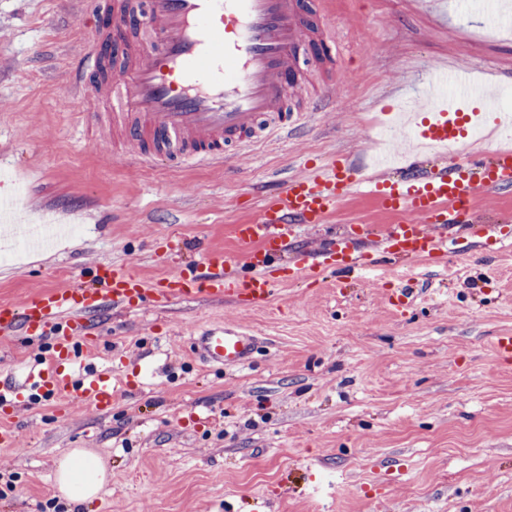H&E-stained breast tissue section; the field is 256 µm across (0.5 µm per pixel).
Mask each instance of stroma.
Instances as JSON below:
<instances>
[{
  "label": "stroma",
  "instance_id": "35a3bbf8",
  "mask_svg": "<svg viewBox=\"0 0 512 512\" xmlns=\"http://www.w3.org/2000/svg\"><path fill=\"white\" fill-rule=\"evenodd\" d=\"M346 49L335 74L310 76L334 102L291 137L261 140L220 166H129L79 102L64 105L80 64L82 0H0V195L22 196L33 221L82 224L0 263V302L93 277L102 262L148 281L210 250L237 257L231 227L253 220L275 180L336 157L369 163L373 118L419 97L426 66H470L512 101V26L457 0H332ZM475 208L503 226L502 251L456 244L445 262H413L384 288L326 271L279 285L263 306L198 298L96 318L89 368L122 374L111 408L58 412L38 394L15 407L21 451H1L0 512H512V365L491 338L512 333V192ZM367 195L330 223L297 229L382 234L393 224ZM423 295L392 313L400 274ZM230 322L258 340L239 371L202 362L187 328ZM38 336L0 339V383L21 384L44 357ZM98 454L109 480L73 504L55 485L61 455Z\"/></svg>",
  "mask_w": 512,
  "mask_h": 512
}]
</instances>
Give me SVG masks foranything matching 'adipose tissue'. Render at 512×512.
I'll use <instances>...</instances> for the list:
<instances>
[{"label":"adipose tissue","mask_w":512,"mask_h":512,"mask_svg":"<svg viewBox=\"0 0 512 512\" xmlns=\"http://www.w3.org/2000/svg\"><path fill=\"white\" fill-rule=\"evenodd\" d=\"M109 479L102 459L89 451L73 448L58 463L55 481L62 497L72 503L95 499Z\"/></svg>","instance_id":"obj_1"}]
</instances>
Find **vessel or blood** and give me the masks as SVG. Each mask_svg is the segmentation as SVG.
Returning a JSON list of instances; mask_svg holds the SVG:
<instances>
[{
  "label": "vessel or blood",
  "mask_w": 512,
  "mask_h": 512,
  "mask_svg": "<svg viewBox=\"0 0 512 512\" xmlns=\"http://www.w3.org/2000/svg\"><path fill=\"white\" fill-rule=\"evenodd\" d=\"M102 5L127 21L115 50L123 78L115 81L105 72L97 51L105 33L94 27L67 95L108 101L114 151L122 155L135 146L137 164L220 163L269 133L295 132L330 103V94L308 99L303 91L308 69H336L338 38L327 22L326 0H86L91 11ZM425 89L428 118L421 134L439 148L463 136L470 102L492 100L465 69H428ZM372 166L375 176L366 177L355 164L331 160L278 183L256 219L233 227L242 265L211 252L148 282L127 266L102 263L94 284L54 287L19 306L1 302V338L37 333L50 339L43 367L28 373L24 389L59 406L77 398L108 409L124 391L123 379L94 374L78 383L71 374L96 334L93 318L106 310L130 312L147 303L164 308L199 296L256 307L275 295L280 280L272 268L283 260L292 279L319 278L328 266L367 279L376 261L359 238L342 234L314 251L293 248L299 225L326 223L362 186L399 217L377 242L385 255L438 260L461 239L482 248L495 244L496 227L478 216L473 198L512 192V152L497 150L487 158L464 151L429 169L413 154L395 181L387 177V158H375ZM190 337L205 363L222 367L246 366L255 344L246 329L230 323L193 329ZM14 405L0 397L2 451L18 447Z\"/></svg>",
  "instance_id": "b4317fda"
}]
</instances>
